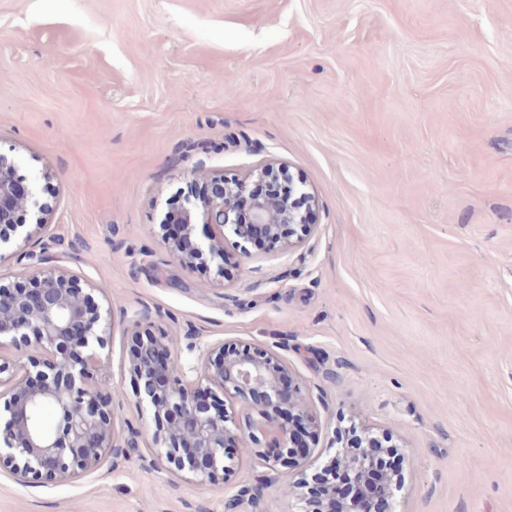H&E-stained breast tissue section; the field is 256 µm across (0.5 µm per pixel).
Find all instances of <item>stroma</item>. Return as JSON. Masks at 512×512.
Instances as JSON below:
<instances>
[{"label":"stroma","instance_id":"35a3bbf8","mask_svg":"<svg viewBox=\"0 0 512 512\" xmlns=\"http://www.w3.org/2000/svg\"><path fill=\"white\" fill-rule=\"evenodd\" d=\"M0 153L48 208L34 236L112 311L115 432L94 474L0 470V512H228L250 460L161 467L125 365L131 320L275 352L320 427L399 446L398 512H512V0H0ZM303 181L294 249L191 268L161 221L206 175Z\"/></svg>","mask_w":512,"mask_h":512}]
</instances>
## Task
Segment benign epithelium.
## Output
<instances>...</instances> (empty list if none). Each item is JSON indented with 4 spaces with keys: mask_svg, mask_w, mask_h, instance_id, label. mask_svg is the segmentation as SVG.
Here are the masks:
<instances>
[{
    "mask_svg": "<svg viewBox=\"0 0 512 512\" xmlns=\"http://www.w3.org/2000/svg\"><path fill=\"white\" fill-rule=\"evenodd\" d=\"M308 197L303 182H295L284 167L264 164L241 178L214 180V192L189 196L164 223L177 232L167 238L170 252L190 266L205 267L224 260V237L241 242L244 258L254 231L271 240L288 228V248L295 228L312 230L295 196ZM47 207L34 182L16 175L15 162L0 153V249L16 242L31 245L35 227L45 224ZM25 271L9 285L0 284V351L10 349L26 357L23 373L0 362V389L9 394V418L0 426V466L8 467L26 486L66 482L92 473L110 456L122 454L113 427L112 400L101 386L108 380L107 361L99 353L109 313L89 303V293L73 287L74 275L46 248L29 250ZM128 368L136 397L151 411L164 447L157 452L161 465L175 478L200 485L225 480L238 461L250 458L264 468L261 485L288 481L296 512H313L299 493L300 483L286 471L288 460L307 457L296 429L280 423L287 414L307 433L311 416L309 394L286 383L287 365L272 351L216 342L197 349L185 366L170 355L165 337L156 336L133 321ZM257 390L265 403L257 407L263 425L279 441V454L269 456L249 430L240 428L224 410L231 395L248 402ZM376 437L364 433L362 445L337 447L334 459L348 469L352 482L366 497L394 503L401 479L378 471L371 453ZM334 507L323 512H370L367 501L329 491Z\"/></svg>",
    "mask_w": 512,
    "mask_h": 512,
    "instance_id": "1",
    "label": "benign epithelium"
}]
</instances>
